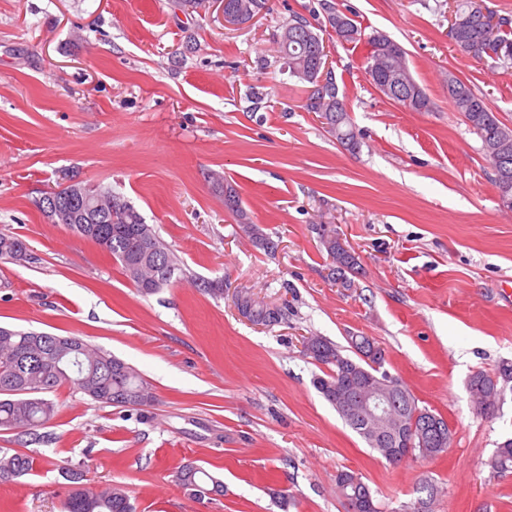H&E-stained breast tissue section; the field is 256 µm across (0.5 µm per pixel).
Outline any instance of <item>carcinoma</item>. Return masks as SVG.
Returning <instances> with one entry per match:
<instances>
[{
    "label": "carcinoma",
    "mask_w": 512,
    "mask_h": 512,
    "mask_svg": "<svg viewBox=\"0 0 512 512\" xmlns=\"http://www.w3.org/2000/svg\"><path fill=\"white\" fill-rule=\"evenodd\" d=\"M266 8V0H225L224 10L239 14L244 20L258 15ZM326 24L338 35V42L355 44L366 40L372 45L382 34L362 37V29L348 15L329 5L325 7ZM454 24L449 33L456 49L475 58L488 56L508 64L512 61V18L494 12H482L474 0H456L453 10ZM323 44L320 35L303 17L296 16L285 25L278 36V45L290 74L309 84L303 109L318 114L328 133L349 150L358 146L345 100L339 97L335 76L327 73L324 84H319L324 59L317 56V48ZM398 73L401 78L398 93L389 100L408 106L413 112H428L432 102L416 82L408 67L406 52L394 43L390 51L381 55L367 53L365 74L371 85L376 86L387 72ZM448 96L455 111L465 119L473 134L481 141L484 158L494 174V183L504 198L512 200V126L501 121L465 81L448 74ZM87 203L68 197V189L56 193L59 207L50 208L38 202L39 208L59 224L57 212L69 209L79 215V220L66 224L72 232L94 242L114 257L124 275L143 295L153 294L171 284L176 269L172 253L154 228L145 223L140 212L129 202L112 194L108 188L85 186ZM99 198L112 202L107 210L92 209ZM224 205L236 215L239 229L253 243L270 248L271 241L259 225L253 223L242 206L238 190L224 183ZM320 247L329 259L331 280L344 279L347 287L354 286L352 275L358 272L356 253L345 248L339 241L340 233L334 224H313ZM28 249L18 237L0 236V259L16 258ZM151 280L152 287L142 288L140 283ZM242 306L251 310L259 322L271 325L286 317L287 308L273 307L248 292L240 293ZM350 348L355 356L344 353L342 347L323 336L308 337L306 356L324 365L328 371L316 375L312 384L352 428L367 446L385 459L397 465L402 462L396 454L399 447L398 433L417 436L423 434L429 447L420 451L422 457H434L450 448L452 430L445 422L434 432L424 427L422 411L417 399L405 384L392 394L399 404L395 415L387 417L382 429L363 433L355 427L351 417L342 410L341 397L352 395V389L361 384L366 373L375 372L372 363L384 365L385 357L370 358L372 348L383 351L367 336L349 337ZM58 359L65 364V372L48 371L46 361ZM512 378V364L504 363L494 372L477 371L467 381V390L476 410L486 415L499 411L500 388L496 380L503 375ZM71 386L88 400L103 406L126 408L144 406L150 397L149 383L130 364L102 348H96L76 336H45L41 332L0 327V431H14L36 441L42 439L38 430L48 427L56 416V404L48 398L62 386ZM35 457L29 453H13L0 449V480L13 479L33 472ZM493 472L502 475L512 473V437L497 445L488 461ZM66 478L74 489L63 501L62 512H135L134 505L124 487L114 485L96 492L79 486L82 474L69 470ZM181 486L197 499L207 497V492H224V486L198 465L183 464L176 474ZM336 486L346 505V512H381L375 498L359 474L349 470L337 476Z\"/></svg>",
    "instance_id": "cac0c4a2"
}]
</instances>
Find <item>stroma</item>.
<instances>
[{"label":"stroma","mask_w":512,"mask_h":512,"mask_svg":"<svg viewBox=\"0 0 512 512\" xmlns=\"http://www.w3.org/2000/svg\"><path fill=\"white\" fill-rule=\"evenodd\" d=\"M406 51L433 109L412 112L364 72L365 43L329 64L359 146L348 151L302 102L277 36L293 17L325 26L323 4ZM454 0H267L225 25L176 0H0V234L30 260H0V326L77 336L131 364L153 405L98 406L64 386L49 438L27 442L37 473L0 482V512H61L85 487L123 486L137 512H346L359 473L382 512L434 488L433 512H512V475L488 459L512 436V382L499 412L472 405L468 377L512 362V211L481 142L448 97L456 75L512 125V67L457 51ZM194 50H186L187 39ZM274 243L240 234L215 177ZM112 189L173 252L175 284L144 296L95 243L52 221L39 198L71 182ZM336 225L359 258L353 288L328 278L311 227ZM220 280L213 297L201 280ZM287 307L257 326L235 297ZM366 336L419 407L442 416L450 448L392 465L314 388L303 337ZM194 462L224 492L197 499L175 473Z\"/></svg>","instance_id":"stroma-1"}]
</instances>
